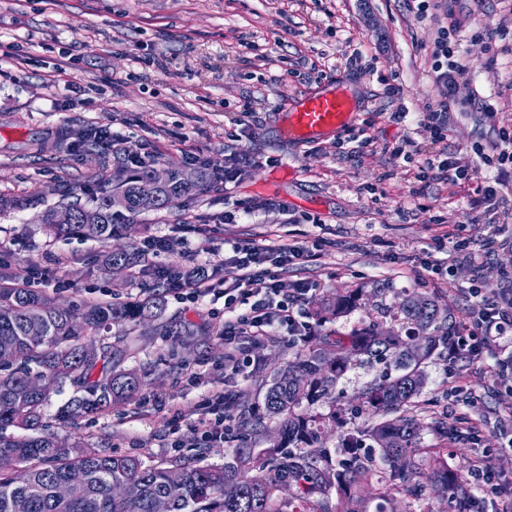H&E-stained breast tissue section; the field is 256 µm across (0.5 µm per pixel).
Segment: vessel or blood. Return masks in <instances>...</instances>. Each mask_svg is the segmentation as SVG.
<instances>
[{"instance_id": "obj_1", "label": "vessel or blood", "mask_w": 512, "mask_h": 512, "mask_svg": "<svg viewBox=\"0 0 512 512\" xmlns=\"http://www.w3.org/2000/svg\"><path fill=\"white\" fill-rule=\"evenodd\" d=\"M358 109L355 97L343 84L304 97L289 114L284 134L291 140H314L330 131L348 129Z\"/></svg>"}]
</instances>
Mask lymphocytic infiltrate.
Segmentation results:
<instances>
[{
  "mask_svg": "<svg viewBox=\"0 0 512 512\" xmlns=\"http://www.w3.org/2000/svg\"><path fill=\"white\" fill-rule=\"evenodd\" d=\"M450 27H439L433 42L432 82L437 100L423 117L431 133V147L424 152L419 167V180L447 182L482 178L478 201L484 212L512 208V130L499 133L492 157L485 163L491 167L488 175H480L477 167L460 153L448 152V101L456 86L467 76V68L456 60L449 41ZM311 253L305 246H256L230 242L224 252V274L205 267L196 271L158 269L157 277L175 297L196 301L224 291V358L232 362L238 373H246L253 361L243 354V344L268 339L277 330H285L289 343L307 341L315 334L312 323L302 320L299 307L310 291L302 283L291 294H284L280 277L288 268L309 262ZM474 299L472 321L468 326L453 330L448 346L449 357L467 354L479 360L494 351L512 349V289L503 288L488 294L479 285H471Z\"/></svg>",
  "mask_w": 512,
  "mask_h": 512,
  "instance_id": "lymphocytic-infiltrate-1",
  "label": "lymphocytic infiltrate"
}]
</instances>
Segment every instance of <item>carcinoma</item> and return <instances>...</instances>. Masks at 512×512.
<instances>
[{
    "instance_id": "1",
    "label": "carcinoma",
    "mask_w": 512,
    "mask_h": 512,
    "mask_svg": "<svg viewBox=\"0 0 512 512\" xmlns=\"http://www.w3.org/2000/svg\"><path fill=\"white\" fill-rule=\"evenodd\" d=\"M153 170L150 164L118 180L92 209L58 205L43 215V223L56 235L81 232L107 241L119 219L168 209L213 180L205 166L187 180L172 165L162 183L151 180ZM138 262L136 254L111 251L104 266L131 269ZM361 301L357 290L329 296L318 303L316 315L346 316ZM163 308L160 293L131 303L85 302L74 308L52 302L38 288L0 285V427L16 424L29 431L20 437L0 431V454L9 453L23 465L20 475L0 471V512H154L156 500L163 496L169 497V512H329L324 498L332 488L340 497L337 512H369L360 487L371 483L372 460L359 453L368 440L379 447L389 472L386 486L374 496L388 495L394 486L409 493L418 489L413 479L424 460L417 459L421 425L412 407L422 388L424 365L439 348H448L450 332L449 316L422 296H408L398 304L393 313L400 325L397 332L388 330L380 338L375 326L365 324L347 336H321L320 347L301 351L296 360L271 370L264 404L267 419L278 427L280 441L274 447L241 442L220 465L179 458L147 464L137 456L70 445L42 432L44 408L67 381L88 393L71 402L70 418L94 414L140 392L143 377L122 367L128 352L123 339L102 344L94 356L83 352L81 339L156 318ZM327 345L342 351V358L328 365L322 350ZM363 357L383 359L391 366L389 375L361 393L362 410L382 420L345 430L333 453L324 440L340 422L336 383L353 360ZM317 403L328 412L314 411ZM401 409L403 415L389 418ZM429 464L455 512H480L461 476L437 458ZM73 470L83 471L85 482L66 498L57 496V484ZM127 482L140 486L138 497L113 495V485ZM285 486L295 487V498L304 507L279 499Z\"/></svg>"
}]
</instances>
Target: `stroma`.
<instances>
[{
  "instance_id": "obj_1",
  "label": "stroma",
  "mask_w": 512,
  "mask_h": 512,
  "mask_svg": "<svg viewBox=\"0 0 512 512\" xmlns=\"http://www.w3.org/2000/svg\"><path fill=\"white\" fill-rule=\"evenodd\" d=\"M468 31L459 55L468 76L448 102L447 147L491 151L495 132L512 128V0H486L491 27L470 31L472 0H447ZM433 20L418 21L402 0H0V272L43 269V292L57 303L81 304L92 294L112 301L145 298L160 285L155 268L221 265L226 239L257 245H305L315 259L284 273L282 286H312L302 304L314 314L326 295L356 288L364 303L326 322L342 336L372 322L394 328L392 313L410 294L434 299L452 325L469 323L473 300L467 274L450 277L424 270L431 258L455 264L456 239L467 238L482 288L508 287L512 271V211L475 223L478 181L435 182L412 197L418 160L394 157L403 138L421 148L430 134L418 123L436 98L430 78ZM167 63L166 70L154 60ZM75 61L77 88L65 89L57 73ZM348 78L360 111L355 125L366 145L340 151L343 133L291 141L286 114L320 86ZM399 95H390V87ZM490 103L496 116L479 112ZM406 109V122L389 114ZM107 124L128 145L156 154V166L173 163L187 172L222 166L229 155L246 161L238 181L207 188L164 211L121 223L108 242L77 234H50L45 210L62 202L91 206L99 197L92 172L101 149L83 145L86 130ZM265 212L236 224L224 214L253 203ZM203 224L207 233L186 232ZM186 237L184 246L145 254L147 237ZM140 253L146 271L109 274L107 251ZM224 302L167 297L160 319L130 323L126 367L145 377L140 394L98 413L63 421L77 394L72 385L54 394L43 423L59 438L107 454L135 455L160 463L175 457L223 463L239 441L269 447L265 431L233 428L224 443L191 445L193 414L214 391L224 392L231 415L246 409L264 415V382L276 365L295 358L282 339L244 344L258 368L242 377L224 365ZM499 352L471 362L433 356L424 367L417 399L423 457L436 456L450 471H466L485 455L503 479L512 480V386L498 377ZM382 362H352L336 385L344 427L369 418L359 395L382 378ZM448 421L440 440L434 419ZM480 420L478 433L467 430ZM183 447H173V439ZM415 494H394L391 512H450L448 497L421 474Z\"/></svg>"
}]
</instances>
